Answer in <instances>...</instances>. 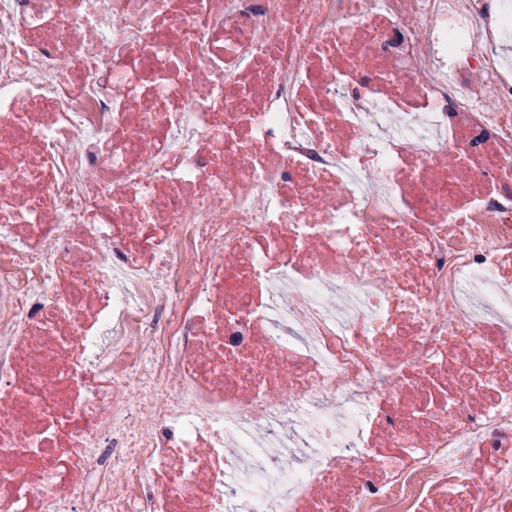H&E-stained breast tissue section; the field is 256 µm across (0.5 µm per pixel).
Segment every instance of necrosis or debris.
I'll return each instance as SVG.
<instances>
[{"instance_id":"obj_1","label":"necrosis or debris","mask_w":512,"mask_h":512,"mask_svg":"<svg viewBox=\"0 0 512 512\" xmlns=\"http://www.w3.org/2000/svg\"><path fill=\"white\" fill-rule=\"evenodd\" d=\"M491 95L512 0H0V512H512Z\"/></svg>"}]
</instances>
